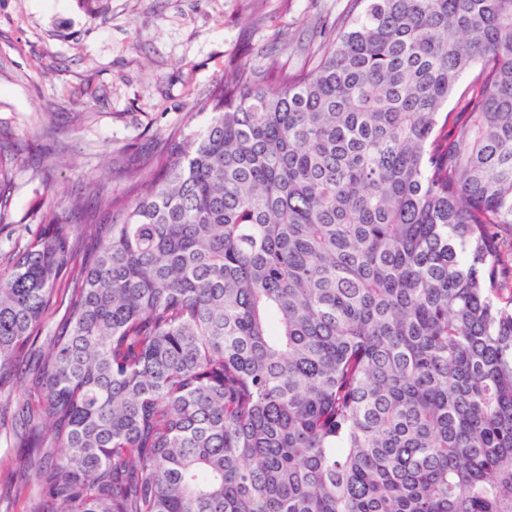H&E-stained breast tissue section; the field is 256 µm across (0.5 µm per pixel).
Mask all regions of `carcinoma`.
Listing matches in <instances>:
<instances>
[{"label":"carcinoma","mask_w":512,"mask_h":512,"mask_svg":"<svg viewBox=\"0 0 512 512\" xmlns=\"http://www.w3.org/2000/svg\"><path fill=\"white\" fill-rule=\"evenodd\" d=\"M112 178L0 258V512H512V0H353Z\"/></svg>","instance_id":"obj_1"}]
</instances>
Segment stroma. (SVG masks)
Here are the masks:
<instances>
[{"mask_svg": "<svg viewBox=\"0 0 512 512\" xmlns=\"http://www.w3.org/2000/svg\"><path fill=\"white\" fill-rule=\"evenodd\" d=\"M349 0H0V126L31 138L60 114L64 155L52 185L13 171L0 254L22 249L114 159L157 153L230 64L300 69L296 44L317 38Z\"/></svg>", "mask_w": 512, "mask_h": 512, "instance_id": "35a3bbf8", "label": "stroma"}]
</instances>
